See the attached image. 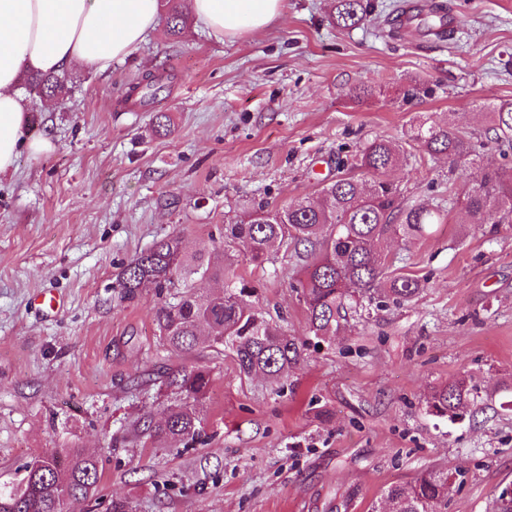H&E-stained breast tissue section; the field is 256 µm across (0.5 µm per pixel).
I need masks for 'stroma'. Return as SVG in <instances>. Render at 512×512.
Returning a JSON list of instances; mask_svg holds the SVG:
<instances>
[{
	"mask_svg": "<svg viewBox=\"0 0 512 512\" xmlns=\"http://www.w3.org/2000/svg\"><path fill=\"white\" fill-rule=\"evenodd\" d=\"M371 2L343 28L328 20L332 0H285L277 23L222 42L192 19L176 40L160 25L108 71L68 69L65 95L25 94L27 135L54 149L21 153L0 177V480L75 444L98 459L102 505L72 512L115 500L136 512H382L390 486L431 468L465 472L447 512H496L512 486V232L465 223L448 186L512 169V139L494 141L490 116L512 103V0H450L448 39L391 32L402 0ZM164 68L174 82L135 110L129 88ZM428 118L452 119L480 145L478 162L452 169L426 154L411 134ZM377 138L403 149L389 175L403 203L448 210L432 235L383 244L424 287L349 315L283 387L240 376L226 353L164 350L155 294L122 299L119 274L157 240L175 233L196 250L243 205L316 197ZM230 249L260 305L305 337L294 251L275 249L261 270L242 243ZM42 291L63 307L39 311ZM191 364L212 373L204 443H145L139 430L158 417L148 383ZM461 373L473 415H429L431 387Z\"/></svg>",
	"mask_w": 512,
	"mask_h": 512,
	"instance_id": "1",
	"label": "stroma"
}]
</instances>
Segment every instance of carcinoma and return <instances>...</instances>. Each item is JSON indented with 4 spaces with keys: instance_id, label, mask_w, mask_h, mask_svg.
Here are the masks:
<instances>
[{
    "instance_id": "carcinoma-1",
    "label": "carcinoma",
    "mask_w": 512,
    "mask_h": 512,
    "mask_svg": "<svg viewBox=\"0 0 512 512\" xmlns=\"http://www.w3.org/2000/svg\"><path fill=\"white\" fill-rule=\"evenodd\" d=\"M180 4L181 0H161L171 36L186 27ZM367 12L365 0H337L333 19L340 27L355 26ZM446 18L437 8L416 22L432 31ZM174 79L175 74L164 70L150 73L131 94L141 104H152ZM66 82L63 73L33 75L27 78V87L55 97ZM414 139L427 154L443 155L452 163L480 157L471 138L449 123L423 121L415 128ZM400 162L398 145L375 139L359 150L357 158V166L372 175L371 180L341 174L322 186L317 200L304 198L279 209L262 203L247 206L230 223L216 226L205 249L190 251L181 237L167 235L126 265L119 286L129 299L154 289L159 302L153 320L170 350L190 352L202 343L218 353L228 349L241 375L278 384L304 359L311 340L339 333L350 311L364 310L382 298L407 303L422 290L420 279L392 268L381 244L389 236L429 235L445 217L440 209L403 204L397 186L387 178ZM463 201L467 223L511 229L512 172H484L468 185ZM240 240L248 244L249 262L259 268L271 262L275 246L311 247L294 285L300 290L310 337L288 335L260 306L256 285L238 273V263L226 249V244ZM208 281L223 283L222 291L198 287ZM210 381V373L196 366L169 373L163 383L167 399L161 402L162 417L146 428L150 438L159 443L179 441L186 448L202 441L203 401ZM474 403V388L468 376L460 375L434 386L425 409L454 422L463 419ZM448 481L447 472L428 469L407 489L388 488L389 512H446ZM99 482L96 457L81 448H45L14 478L0 482V512H61L68 502L93 497Z\"/></svg>"
}]
</instances>
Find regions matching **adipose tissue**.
Listing matches in <instances>:
<instances>
[{
  "instance_id": "adipose-tissue-1",
  "label": "adipose tissue",
  "mask_w": 512,
  "mask_h": 512,
  "mask_svg": "<svg viewBox=\"0 0 512 512\" xmlns=\"http://www.w3.org/2000/svg\"><path fill=\"white\" fill-rule=\"evenodd\" d=\"M285 0H187L210 37L256 33L282 17ZM158 0H0V175L13 172L21 151L53 148L28 140L20 91L23 75L73 66L108 70L131 56L158 25Z\"/></svg>"
}]
</instances>
